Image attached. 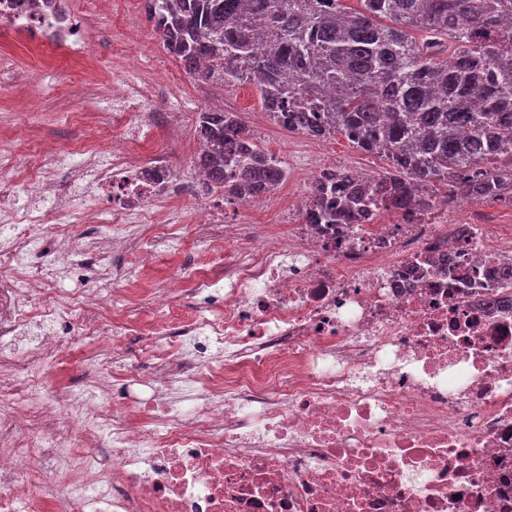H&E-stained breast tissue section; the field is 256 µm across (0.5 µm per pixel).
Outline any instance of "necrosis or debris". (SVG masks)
Segmentation results:
<instances>
[{
  "instance_id": "1",
  "label": "necrosis or debris",
  "mask_w": 512,
  "mask_h": 512,
  "mask_svg": "<svg viewBox=\"0 0 512 512\" xmlns=\"http://www.w3.org/2000/svg\"><path fill=\"white\" fill-rule=\"evenodd\" d=\"M0 28L43 69L59 50L92 70L90 26L45 0H0ZM157 85L87 84L67 153L0 148L38 194L17 210L0 191V512H512V225L449 223L444 201L308 224L265 194L241 202L276 204L280 231L181 223L186 180L146 133L159 113L138 109ZM62 169L69 192L95 188L80 215ZM129 224L160 229L176 278ZM199 235L205 257L186 261ZM131 251L121 281L52 300L77 261ZM141 382L151 395L129 402Z\"/></svg>"
}]
</instances>
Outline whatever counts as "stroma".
<instances>
[{"label": "stroma", "instance_id": "1", "mask_svg": "<svg viewBox=\"0 0 512 512\" xmlns=\"http://www.w3.org/2000/svg\"><path fill=\"white\" fill-rule=\"evenodd\" d=\"M69 13L88 17L95 31L89 42L88 53L94 73L102 82L120 78L136 81L150 71L164 69L167 79L162 83L154 105L160 109H172L173 121L182 128L178 137L170 136L167 127L154 130L153 139L166 154L173 169L184 175L193 173L192 145L196 136L195 124L199 112L211 109L215 100L228 97L232 110L240 122L254 129L260 144L281 157L302 162L311 152H320L326 165H347L362 169L367 177L382 175L386 161L377 155L360 151L341 134H333L313 140L304 138L270 120L262 108L259 94L252 83L244 82L232 87L219 83L203 84L194 81L184 67L169 57L158 36L147 22L142 5L135 0H110L108 10H97L94 0H67ZM82 73L55 62L51 71L38 73L25 89L18 90L0 81V125L8 127L12 140L37 143L53 142L66 150L80 138L81 128L69 118L70 112L85 111L87 100L80 87ZM67 94L70 112L56 109L60 94ZM32 96L43 100L42 111L19 117L20 98ZM211 209L224 211L228 219L247 224H275L279 218L275 208L248 207L226 204L219 195L207 198L195 197L182 206L184 223H201Z\"/></svg>", "mask_w": 512, "mask_h": 512}]
</instances>
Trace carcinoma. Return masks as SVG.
I'll list each match as a JSON object with an SVG mask.
<instances>
[{
    "mask_svg": "<svg viewBox=\"0 0 512 512\" xmlns=\"http://www.w3.org/2000/svg\"><path fill=\"white\" fill-rule=\"evenodd\" d=\"M143 2L195 80L251 82L277 124L385 158L375 179H316L309 218L351 224L377 198L419 214L466 195L512 205V0ZM197 130L195 167L219 192L286 179L234 113L201 112Z\"/></svg>",
    "mask_w": 512,
    "mask_h": 512,
    "instance_id": "obj_1",
    "label": "carcinoma"
}]
</instances>
